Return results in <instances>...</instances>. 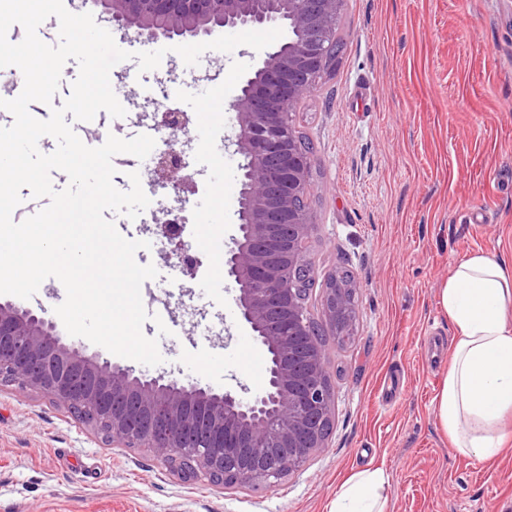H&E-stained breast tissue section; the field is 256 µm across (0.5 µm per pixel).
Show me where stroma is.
<instances>
[{
    "instance_id": "stroma-1",
    "label": "stroma",
    "mask_w": 512,
    "mask_h": 512,
    "mask_svg": "<svg viewBox=\"0 0 512 512\" xmlns=\"http://www.w3.org/2000/svg\"><path fill=\"white\" fill-rule=\"evenodd\" d=\"M345 50L336 70L296 109L314 147L310 242L316 274L349 269L360 283L351 347L327 346L336 416L326 448L268 492L182 482L145 448L103 444L51 398L0 384V512H327L352 472L391 477L386 512H506L512 507V438L493 458L458 455L432 400L448 371L431 362V337L455 330L438 305L450 266L474 249L512 265V0H343ZM259 51H205L197 66L174 52L158 68L116 64L114 83L138 98L178 75L185 113L184 202L157 186L152 168L122 153L114 186L138 173L158 271L141 290L142 327L162 371L221 391L262 390L268 358L241 354L251 333L217 263L238 224L236 126L227 104L253 74ZM223 106L203 125V105ZM222 194L224 204L209 211ZM180 205L181 238L199 244L192 274L167 261L158 225ZM165 317L157 326L156 317Z\"/></svg>"
}]
</instances>
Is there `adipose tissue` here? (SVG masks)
Here are the masks:
<instances>
[{"mask_svg": "<svg viewBox=\"0 0 512 512\" xmlns=\"http://www.w3.org/2000/svg\"><path fill=\"white\" fill-rule=\"evenodd\" d=\"M438 304L456 336L434 413L457 454L487 460L499 453L512 421V267L472 251L453 264ZM389 484L384 469L360 470L328 512H383Z\"/></svg>", "mask_w": 512, "mask_h": 512, "instance_id": "adipose-tissue-1", "label": "adipose tissue"}]
</instances>
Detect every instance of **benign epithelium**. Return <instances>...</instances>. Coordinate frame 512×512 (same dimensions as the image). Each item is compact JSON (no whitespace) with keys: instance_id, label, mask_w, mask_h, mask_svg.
<instances>
[{"instance_id":"7a95c632","label":"benign epithelium","mask_w":512,"mask_h":512,"mask_svg":"<svg viewBox=\"0 0 512 512\" xmlns=\"http://www.w3.org/2000/svg\"><path fill=\"white\" fill-rule=\"evenodd\" d=\"M340 0H94L105 21L134 40H201L228 29L284 27L291 37L264 52L228 104L236 113L240 197L237 234L224 270L240 320L268 354V383L252 393L217 392L165 374L137 373L68 340L32 310L0 303V381L62 404L114 447L147 448L187 481L269 490L326 447L335 392L320 329L356 320L360 285L324 280L310 317L305 272L315 277L308 197L313 157L301 145L296 108L317 87L336 41ZM170 150L153 168L157 184L190 188L180 136L182 112H161Z\"/></svg>"}]
</instances>
